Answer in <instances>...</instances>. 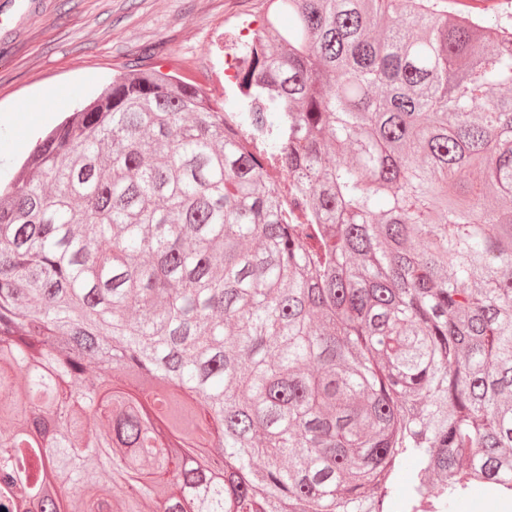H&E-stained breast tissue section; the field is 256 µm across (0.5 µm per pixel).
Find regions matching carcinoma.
Masks as SVG:
<instances>
[{
	"label": "carcinoma",
	"instance_id": "obj_1",
	"mask_svg": "<svg viewBox=\"0 0 512 512\" xmlns=\"http://www.w3.org/2000/svg\"><path fill=\"white\" fill-rule=\"evenodd\" d=\"M267 2L231 99L121 72L0 190V512L512 489V20Z\"/></svg>",
	"mask_w": 512,
	"mask_h": 512
}]
</instances>
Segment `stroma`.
Segmentation results:
<instances>
[{"instance_id":"stroma-1","label":"stroma","mask_w":512,"mask_h":512,"mask_svg":"<svg viewBox=\"0 0 512 512\" xmlns=\"http://www.w3.org/2000/svg\"><path fill=\"white\" fill-rule=\"evenodd\" d=\"M266 0H0V179L44 128L126 67L174 71L224 100V42Z\"/></svg>"}]
</instances>
